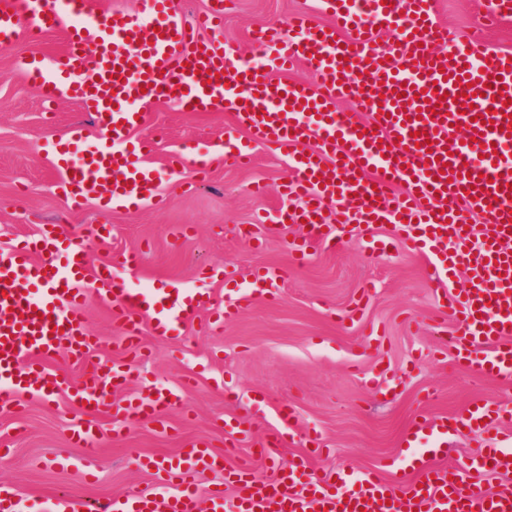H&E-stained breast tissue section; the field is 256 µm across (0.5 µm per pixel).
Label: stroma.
Returning <instances> with one entry per match:
<instances>
[{"instance_id":"35a3bbf8","label":"stroma","mask_w":512,"mask_h":512,"mask_svg":"<svg viewBox=\"0 0 512 512\" xmlns=\"http://www.w3.org/2000/svg\"><path fill=\"white\" fill-rule=\"evenodd\" d=\"M436 2L455 38L472 32L485 8V0ZM318 8V0H237L224 18L223 37L249 58L254 28L283 27L297 11ZM64 46L63 32L51 31L0 49V248L53 224L60 240L84 237L92 264L137 253L136 283L162 289L175 282L209 292L220 308L233 296L217 271H232L244 283L275 266L286 278L276 297H258L229 322L210 326L201 319L168 339L145 336L147 358L134 361L113 402L183 378L190 386L158 422H131L117 433L111 416L98 414L92 463H85L71 439L79 412L68 393L26 397L16 410L0 408V446L9 450L0 459V490H9L11 512H57L62 496L139 494L155 480L140 458L164 464L186 444H224V417L245 411L252 415L251 442L237 447L234 458L254 459L257 475L269 478L278 464L308 451L314 436L323 452L311 457L312 470L360 475L384 462L396 471L432 444L412 434L417 412L455 416L477 399L512 405V386L457 361L449 339L462 329L452 321L433 323L436 298L424 261L395 241L390 225L373 224L341 246L317 249L302 265L294 264L288 242L302 236L303 227L289 226L257 243L246 236L257 213L282 205L281 184L290 170L276 145L250 143L247 132L236 129L233 113L153 104L145 129L156 135L150 163L160 177L163 204L106 210L91 198L72 206L56 187L53 145L75 126L96 143L100 128L75 101L45 102L20 67L21 58H48ZM232 128L249 147L250 167H232L220 157ZM175 155L183 169L173 175L167 163ZM203 159L209 177L199 183L191 171ZM102 224L112 228L109 239L95 233ZM371 238L385 242L381 255L370 256ZM366 284L373 295L358 322L344 320ZM86 329L99 339L98 360L116 358L120 322L110 309L90 301ZM282 405L294 409L301 427L276 458H256L255 444L274 430Z\"/></svg>"}]
</instances>
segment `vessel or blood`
Here are the masks:
<instances>
[{
  "label": "vessel or blood",
  "instance_id": "obj_1",
  "mask_svg": "<svg viewBox=\"0 0 512 512\" xmlns=\"http://www.w3.org/2000/svg\"><path fill=\"white\" fill-rule=\"evenodd\" d=\"M233 0H211L205 14L187 20L167 0H139L136 14L100 18L93 0H0V47L63 31L66 45L51 67L25 63L43 98L77 101L95 115L104 135L84 147L80 127L55 145L58 187L73 203L95 197L105 205L124 201L158 205V177L147 157L153 138L132 139L146 122L145 110L166 102L188 112L215 108L234 113L251 138L275 144L293 176L275 217H259L251 237L270 223H306L307 235L290 241L299 256L328 246L370 221L392 224L408 250L423 258L439 297L438 317L462 327L459 359L484 375L512 382V53L486 49L481 33L448 36L435 0H320L331 17L293 16L287 28L263 26L252 34L247 59L217 35ZM215 36L199 41L198 31ZM390 33L388 47L377 42ZM303 63L312 82L288 80ZM352 101L353 112L336 102ZM319 150L305 152L306 138ZM481 162H473V155ZM338 200L346 223H329L324 205ZM482 216L480 248H470L469 215ZM54 226L0 250V403L20 392L45 397L70 390L84 416L71 432L86 460L97 453L86 416L112 409L114 417L154 421L178 402L177 383L112 406L113 389L126 383L130 355L142 338L172 336L178 325L212 313L208 294L169 285L159 292L128 287L118 268L136 270V257L90 268L86 243L73 237L58 263ZM463 266L468 288L448 294L450 271ZM283 272L266 268L249 291H237L232 317L256 297L273 294ZM111 306L124 322L118 360L94 358L97 343L85 329L90 299ZM65 355L92 365L94 380L82 386L47 371L46 359ZM280 426L259 454L285 446L300 426L294 411L280 410ZM417 433L448 445L459 427L500 426L512 441V414L475 400L466 416L418 415ZM307 455L292 458L272 478L255 476L252 464H229L211 443H189L183 458L164 468L167 494L143 493L96 505L85 512H223L224 488L235 490L233 512H512V489L488 493L476 468L512 472V451L477 444L452 469L421 458L414 480L396 482L374 470L363 476L307 474ZM224 473L222 484L198 495L196 474Z\"/></svg>",
  "mask_w": 512,
  "mask_h": 512
}]
</instances>
